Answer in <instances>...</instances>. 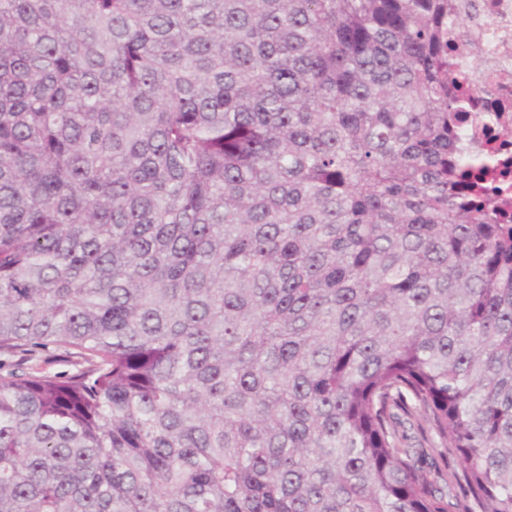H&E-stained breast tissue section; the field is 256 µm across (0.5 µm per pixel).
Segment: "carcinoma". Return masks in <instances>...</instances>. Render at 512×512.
I'll list each match as a JSON object with an SVG mask.
<instances>
[{"label": "carcinoma", "mask_w": 512, "mask_h": 512, "mask_svg": "<svg viewBox=\"0 0 512 512\" xmlns=\"http://www.w3.org/2000/svg\"><path fill=\"white\" fill-rule=\"evenodd\" d=\"M458 11L0 0V512H512ZM75 359L64 358L56 353L37 352L25 367L34 366L50 374H71L75 371Z\"/></svg>", "instance_id": "carcinoma-1"}]
</instances>
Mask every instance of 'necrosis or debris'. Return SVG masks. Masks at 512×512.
Here are the masks:
<instances>
[{"label": "necrosis or debris", "instance_id": "obj_1", "mask_svg": "<svg viewBox=\"0 0 512 512\" xmlns=\"http://www.w3.org/2000/svg\"><path fill=\"white\" fill-rule=\"evenodd\" d=\"M477 14L461 11L457 29L469 30L479 42L485 63L463 66L456 95L468 117L459 127L465 150L498 160L489 180L512 192V0H476Z\"/></svg>", "mask_w": 512, "mask_h": 512}]
</instances>
